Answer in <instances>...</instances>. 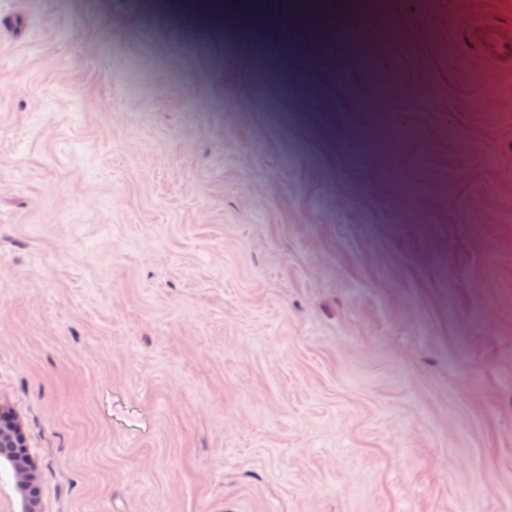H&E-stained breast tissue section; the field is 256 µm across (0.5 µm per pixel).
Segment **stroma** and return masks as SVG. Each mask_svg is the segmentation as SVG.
<instances>
[{"mask_svg": "<svg viewBox=\"0 0 512 512\" xmlns=\"http://www.w3.org/2000/svg\"><path fill=\"white\" fill-rule=\"evenodd\" d=\"M358 2L0 0L42 512H512V73L465 44L512 0ZM333 10L394 67L331 68Z\"/></svg>", "mask_w": 512, "mask_h": 512, "instance_id": "obj_1", "label": "stroma"}]
</instances>
